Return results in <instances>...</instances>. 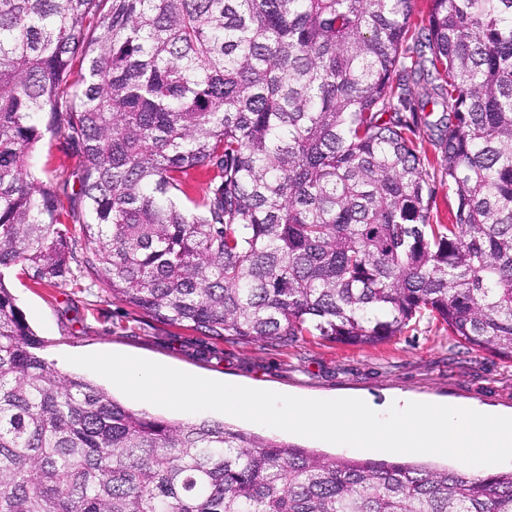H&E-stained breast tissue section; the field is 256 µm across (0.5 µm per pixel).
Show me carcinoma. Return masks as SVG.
Returning a JSON list of instances; mask_svg holds the SVG:
<instances>
[{
  "label": "carcinoma",
  "instance_id": "obj_1",
  "mask_svg": "<svg viewBox=\"0 0 512 512\" xmlns=\"http://www.w3.org/2000/svg\"><path fill=\"white\" fill-rule=\"evenodd\" d=\"M427 2L418 41L413 0H0V512H512V471L132 411L4 282L55 287L82 243L115 299L216 340L373 347L428 315L512 362V0ZM47 133L82 158L77 233L30 173ZM435 188V198L437 202L438 212L434 209V221L436 215L445 224L448 222L449 207L455 208V198L451 191H448V180L443 181L439 177L433 182Z\"/></svg>",
  "mask_w": 512,
  "mask_h": 512
}]
</instances>
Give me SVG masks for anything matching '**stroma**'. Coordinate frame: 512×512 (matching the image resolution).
Instances as JSON below:
<instances>
[{
  "instance_id": "1",
  "label": "stroma",
  "mask_w": 512,
  "mask_h": 512,
  "mask_svg": "<svg viewBox=\"0 0 512 512\" xmlns=\"http://www.w3.org/2000/svg\"><path fill=\"white\" fill-rule=\"evenodd\" d=\"M82 160L61 137L36 148L32 172L65 186V211L78 209ZM5 283L28 324L43 338L45 356L63 372L104 388L123 405L127 398L107 379L67 361L99 352L133 355L200 377L233 381L303 398L361 396L374 404L394 394L454 400L512 413V362L465 350L437 321L422 318L396 339L374 347L319 340L290 346L216 341L159 323L114 300L104 282L90 288L37 284L16 267Z\"/></svg>"
}]
</instances>
